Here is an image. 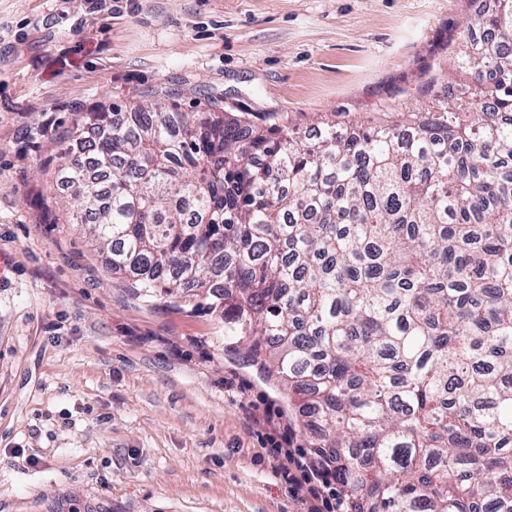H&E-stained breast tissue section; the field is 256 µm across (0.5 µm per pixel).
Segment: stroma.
<instances>
[{"label": "stroma", "instance_id": "stroma-1", "mask_svg": "<svg viewBox=\"0 0 512 512\" xmlns=\"http://www.w3.org/2000/svg\"><path fill=\"white\" fill-rule=\"evenodd\" d=\"M494 0H0V512H312L297 416L224 322L137 296L44 168L87 112L167 89L183 110L370 119Z\"/></svg>", "mask_w": 512, "mask_h": 512}]
</instances>
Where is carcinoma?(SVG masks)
Instances as JSON below:
<instances>
[{"mask_svg":"<svg viewBox=\"0 0 512 512\" xmlns=\"http://www.w3.org/2000/svg\"><path fill=\"white\" fill-rule=\"evenodd\" d=\"M457 40L459 104L391 96L305 137L142 100L68 135L94 170L61 157L106 274L221 314L336 463L340 512H512V0Z\"/></svg>","mask_w":512,"mask_h":512,"instance_id":"obj_1","label":"carcinoma"}]
</instances>
